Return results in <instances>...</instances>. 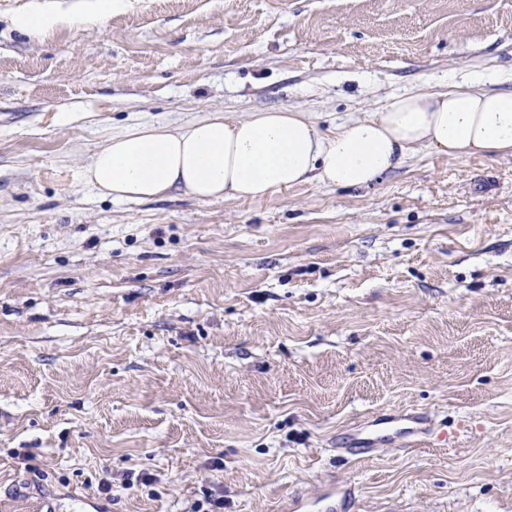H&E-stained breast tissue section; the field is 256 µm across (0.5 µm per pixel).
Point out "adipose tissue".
<instances>
[{
    "label": "adipose tissue",
    "mask_w": 512,
    "mask_h": 512,
    "mask_svg": "<svg viewBox=\"0 0 512 512\" xmlns=\"http://www.w3.org/2000/svg\"><path fill=\"white\" fill-rule=\"evenodd\" d=\"M428 151L456 159L512 157V91L480 79L396 95L322 130L308 112L222 110L178 127L143 123L112 134L82 182L118 202L179 192L201 202L263 200L316 183L363 188Z\"/></svg>",
    "instance_id": "ef3b65f1"
}]
</instances>
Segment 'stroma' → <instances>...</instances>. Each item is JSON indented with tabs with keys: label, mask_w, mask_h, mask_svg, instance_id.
Returning a JSON list of instances; mask_svg holds the SVG:
<instances>
[{
	"label": "stroma",
	"mask_w": 512,
	"mask_h": 512,
	"mask_svg": "<svg viewBox=\"0 0 512 512\" xmlns=\"http://www.w3.org/2000/svg\"><path fill=\"white\" fill-rule=\"evenodd\" d=\"M0 0V512H512V158L366 189L116 203L113 133L221 108L322 129L468 73L512 90V0H131L46 35ZM432 415L412 450L347 448ZM111 494L99 492L102 480ZM341 485H336L334 481L320 483L313 496L309 497L305 493L295 494L290 498L288 507L285 511L290 512H311L310 507L313 503L325 502L327 506L325 512H334L336 510V497L341 493Z\"/></svg>",
	"instance_id": "obj_1"
}]
</instances>
